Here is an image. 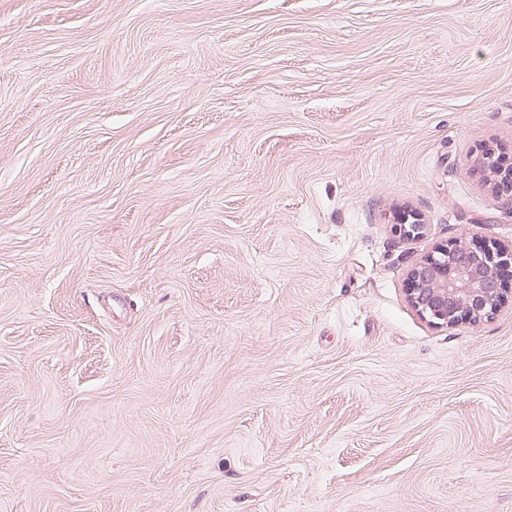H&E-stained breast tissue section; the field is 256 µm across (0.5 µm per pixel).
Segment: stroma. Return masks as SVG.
<instances>
[{
  "label": "stroma",
  "instance_id": "stroma-1",
  "mask_svg": "<svg viewBox=\"0 0 512 512\" xmlns=\"http://www.w3.org/2000/svg\"><path fill=\"white\" fill-rule=\"evenodd\" d=\"M489 149L512 0H0V512H512ZM508 276L512 280V254L495 244L438 246L409 270L407 297L434 325L476 324L495 314Z\"/></svg>",
  "mask_w": 512,
  "mask_h": 512
}]
</instances>
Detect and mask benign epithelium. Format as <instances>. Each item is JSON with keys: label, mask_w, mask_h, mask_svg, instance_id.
<instances>
[{"label": "benign epithelium", "mask_w": 512, "mask_h": 512, "mask_svg": "<svg viewBox=\"0 0 512 512\" xmlns=\"http://www.w3.org/2000/svg\"><path fill=\"white\" fill-rule=\"evenodd\" d=\"M508 276L512 254L495 244L443 245L411 267L407 297L434 325L476 324L495 314Z\"/></svg>", "instance_id": "1"}]
</instances>
